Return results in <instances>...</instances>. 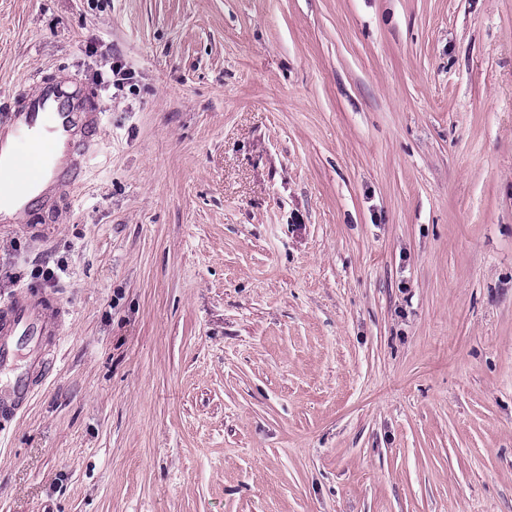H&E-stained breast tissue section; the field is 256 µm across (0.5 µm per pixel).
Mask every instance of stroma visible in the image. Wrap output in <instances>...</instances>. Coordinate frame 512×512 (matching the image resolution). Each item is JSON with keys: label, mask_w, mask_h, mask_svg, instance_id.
Instances as JSON below:
<instances>
[{"label": "stroma", "mask_w": 512, "mask_h": 512, "mask_svg": "<svg viewBox=\"0 0 512 512\" xmlns=\"http://www.w3.org/2000/svg\"><path fill=\"white\" fill-rule=\"evenodd\" d=\"M62 75L0 512H512V0H0V104Z\"/></svg>", "instance_id": "1"}]
</instances>
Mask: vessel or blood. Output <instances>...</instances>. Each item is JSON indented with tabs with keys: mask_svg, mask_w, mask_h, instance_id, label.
<instances>
[{
	"mask_svg": "<svg viewBox=\"0 0 512 512\" xmlns=\"http://www.w3.org/2000/svg\"><path fill=\"white\" fill-rule=\"evenodd\" d=\"M106 122L103 106L62 77L36 85L0 109V224L20 215L51 213L60 198H73L86 179L90 152ZM51 298L24 293L0 306V420H12L29 404L46 365L41 357L17 362L22 337L55 334Z\"/></svg>",
	"mask_w": 512,
	"mask_h": 512,
	"instance_id": "b4317fda",
	"label": "vessel or blood"
}]
</instances>
